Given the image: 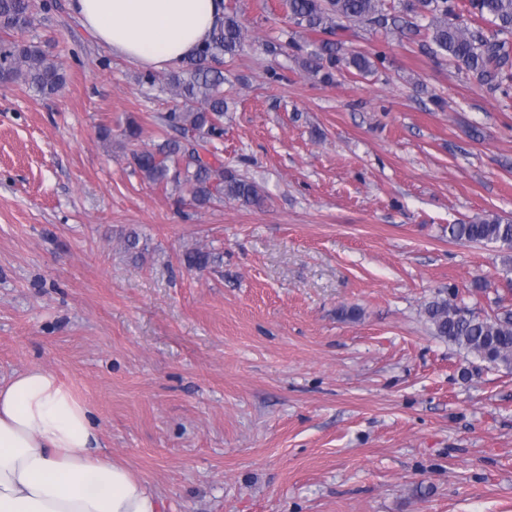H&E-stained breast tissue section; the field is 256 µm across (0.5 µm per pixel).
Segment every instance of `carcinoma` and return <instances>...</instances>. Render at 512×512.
<instances>
[{"mask_svg":"<svg viewBox=\"0 0 512 512\" xmlns=\"http://www.w3.org/2000/svg\"><path fill=\"white\" fill-rule=\"evenodd\" d=\"M288 18L297 33L316 49L302 64L322 82V56L330 64L345 63L359 74L374 67L367 55L340 57L339 37L357 25L419 31L417 20L427 21L428 50L451 61L480 84L507 95L512 92V0H400V10L388 12L385 0H285ZM47 0H0V85H21L38 96L51 97L65 85L62 63L42 45L17 39L35 26ZM245 39L236 13L224 14L196 56L164 78L171 95L185 109L163 117L174 132L154 147L134 150L130 165L140 178L163 188L173 187L204 207L225 199L242 206L264 201L259 185L224 166L210 147L224 139L225 57H233ZM449 237L471 243L497 244L512 250V219L497 215L448 225ZM221 261L220 255L194 249L183 255L190 269L204 270ZM457 295L428 302L424 314L433 334L476 356L488 365L512 371V310L483 316L456 303Z\"/></svg>","mask_w":512,"mask_h":512,"instance_id":"obj_1","label":"carcinoma"}]
</instances>
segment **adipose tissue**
<instances>
[{
  "instance_id": "1",
  "label": "adipose tissue",
  "mask_w": 512,
  "mask_h": 512,
  "mask_svg": "<svg viewBox=\"0 0 512 512\" xmlns=\"http://www.w3.org/2000/svg\"><path fill=\"white\" fill-rule=\"evenodd\" d=\"M224 0H72L119 56L161 69L191 57ZM155 490L104 451L89 406L33 367L0 384V512H163Z\"/></svg>"
}]
</instances>
